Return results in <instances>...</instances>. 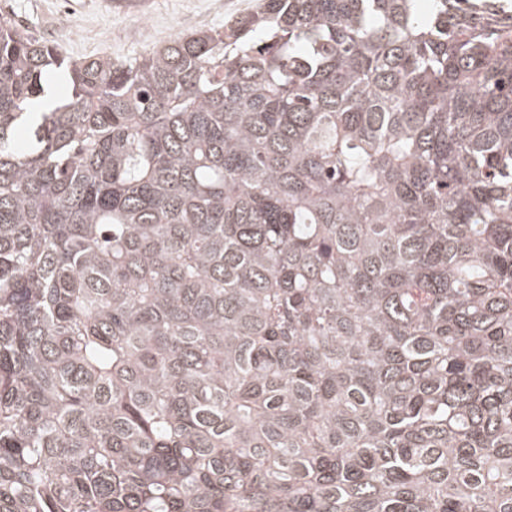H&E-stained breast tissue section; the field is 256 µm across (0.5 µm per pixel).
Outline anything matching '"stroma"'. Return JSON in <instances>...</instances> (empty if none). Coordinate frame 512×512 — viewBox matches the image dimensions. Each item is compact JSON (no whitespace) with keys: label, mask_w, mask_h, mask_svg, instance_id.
Masks as SVG:
<instances>
[{"label":"stroma","mask_w":512,"mask_h":512,"mask_svg":"<svg viewBox=\"0 0 512 512\" xmlns=\"http://www.w3.org/2000/svg\"><path fill=\"white\" fill-rule=\"evenodd\" d=\"M258 0H0L34 38L60 46L69 59L125 61L178 35L222 26Z\"/></svg>","instance_id":"1"}]
</instances>
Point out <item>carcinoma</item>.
<instances>
[{"instance_id": "obj_1", "label": "carcinoma", "mask_w": 512, "mask_h": 512, "mask_svg": "<svg viewBox=\"0 0 512 512\" xmlns=\"http://www.w3.org/2000/svg\"><path fill=\"white\" fill-rule=\"evenodd\" d=\"M458 2L0 14V512H512V20ZM258 0H0L34 38L59 45L71 60L125 61L177 35L224 26Z\"/></svg>"}]
</instances>
